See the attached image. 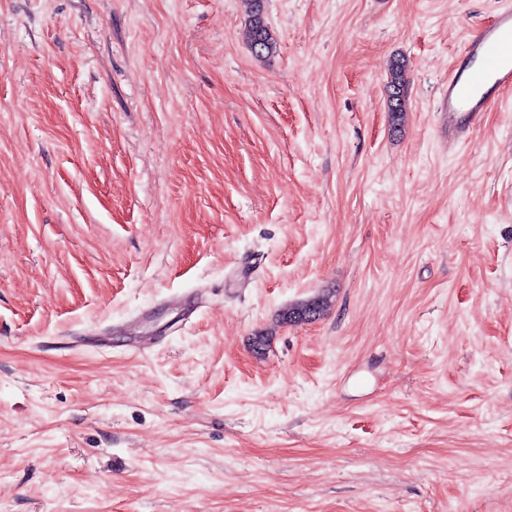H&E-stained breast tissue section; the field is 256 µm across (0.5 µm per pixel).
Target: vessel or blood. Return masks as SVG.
I'll return each mask as SVG.
<instances>
[{
	"instance_id": "b4317fda",
	"label": "vessel or blood",
	"mask_w": 512,
	"mask_h": 512,
	"mask_svg": "<svg viewBox=\"0 0 512 512\" xmlns=\"http://www.w3.org/2000/svg\"><path fill=\"white\" fill-rule=\"evenodd\" d=\"M463 55L441 100L452 144L465 141L481 115L498 103L500 91L512 87V0H505L491 24L474 31Z\"/></svg>"
}]
</instances>
